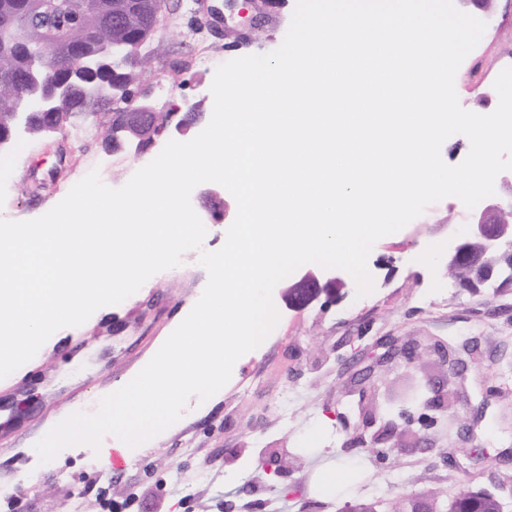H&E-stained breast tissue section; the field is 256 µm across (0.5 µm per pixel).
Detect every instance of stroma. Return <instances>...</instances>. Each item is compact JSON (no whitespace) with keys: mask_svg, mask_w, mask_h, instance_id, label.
Returning <instances> with one entry per match:
<instances>
[{"mask_svg":"<svg viewBox=\"0 0 512 512\" xmlns=\"http://www.w3.org/2000/svg\"><path fill=\"white\" fill-rule=\"evenodd\" d=\"M296 0H271L262 27L241 42L224 30L237 20L224 0H181L165 13L152 44L146 77L160 111L184 115L191 105L214 106L215 70L229 60L276 50ZM486 30L455 77L460 105L493 112L494 82L512 67V0H495L483 14ZM103 121L68 125L31 142L18 135L0 154V219L42 216L91 170L104 184L125 185L157 149L112 152L102 144ZM469 209L455 197L430 205L400 231L379 239L367 261L374 291L361 299L303 310L288 308L282 287L273 302L274 330L235 363L224 389L200 406L190 398L182 417L154 445L94 461L108 450L84 444L41 462L37 443L68 411L94 413L101 399L135 372L169 336L182 311L200 298L207 272L200 253L152 276L118 305L98 309L84 324L55 332L25 367L0 379V493L13 512H340L370 499L388 507L400 496L430 492L440 506L463 491L494 489L512 479V285L472 293L437 258L449 231H464ZM418 340V357L378 363L381 340ZM444 342L478 348L453 384L457 413L439 418L428 436L432 451L406 449L401 436L361 447L363 413L406 409L409 389L440 380L427 346ZM340 485L323 490V462Z\"/></svg>","mask_w":512,"mask_h":512,"instance_id":"1","label":"stroma"}]
</instances>
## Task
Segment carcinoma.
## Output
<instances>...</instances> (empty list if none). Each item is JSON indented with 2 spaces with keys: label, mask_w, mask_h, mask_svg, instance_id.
Listing matches in <instances>:
<instances>
[{
  "label": "carcinoma",
  "mask_w": 512,
  "mask_h": 512,
  "mask_svg": "<svg viewBox=\"0 0 512 512\" xmlns=\"http://www.w3.org/2000/svg\"><path fill=\"white\" fill-rule=\"evenodd\" d=\"M67 15L85 19L83 55L92 69L81 70L70 45L59 31L63 17L54 14L43 0H0V134L11 137L23 123L38 139L52 127L64 128L78 117L96 118L109 110L107 93L98 99L83 95L81 86L92 83L108 89H133L150 62L141 41H153L155 31L150 0H139V8L122 28L112 27L110 13L125 10L128 0H66ZM25 42L30 53L14 49ZM69 82L70 94L56 102L54 115L39 110L26 111L28 104L45 94L57 82ZM493 275H484L466 264L455 266V278L463 288L477 289L489 281L504 278L512 282V255L494 258ZM450 512H499L495 500L480 496H455Z\"/></svg>",
  "instance_id": "1"
}]
</instances>
